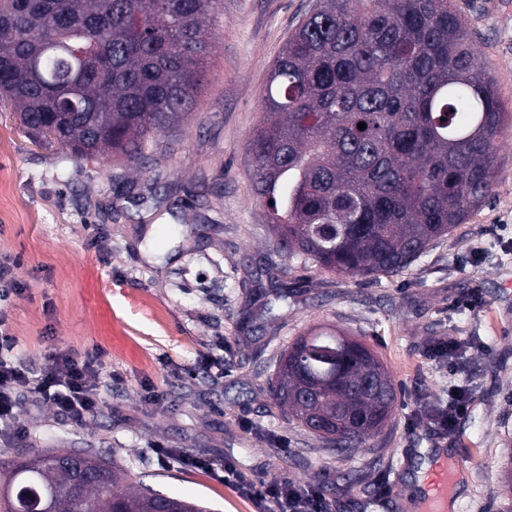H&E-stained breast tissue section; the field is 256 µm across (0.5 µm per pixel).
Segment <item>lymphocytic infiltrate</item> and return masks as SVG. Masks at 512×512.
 I'll return each mask as SVG.
<instances>
[{"label": "lymphocytic infiltrate", "instance_id": "obj_1", "mask_svg": "<svg viewBox=\"0 0 512 512\" xmlns=\"http://www.w3.org/2000/svg\"><path fill=\"white\" fill-rule=\"evenodd\" d=\"M103 356L98 349L75 353L55 348L44 366L33 370L18 356L8 316L0 310V440L12 443L26 437L27 430L17 419L19 401L25 394L77 423L97 414L102 405ZM159 454L233 484L240 494L257 502L260 512H329L320 486H300L276 478L255 482L230 461L218 462L170 448L160 449Z\"/></svg>", "mask_w": 512, "mask_h": 512}]
</instances>
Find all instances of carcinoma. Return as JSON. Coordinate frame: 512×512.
<instances>
[{"label":"carcinoma","mask_w":512,"mask_h":512,"mask_svg":"<svg viewBox=\"0 0 512 512\" xmlns=\"http://www.w3.org/2000/svg\"><path fill=\"white\" fill-rule=\"evenodd\" d=\"M214 2L0 0V101L30 137L142 169L149 146L198 105ZM262 106L249 152L257 193L273 202L272 254L361 280L398 274L490 200L512 120L450 0H315L288 34ZM316 346L337 352L335 363L277 371L279 407L298 418L293 393L309 374L326 410L394 411L395 384L387 405L358 389L368 361L382 365L373 351L347 349L333 328ZM71 453L41 451L37 469L19 462L1 473L11 496L0 512H18L22 490L53 498L54 512H203L90 452L79 462L107 484L75 486L58 465Z\"/></svg>","instance_id":"carcinoma-1"}]
</instances>
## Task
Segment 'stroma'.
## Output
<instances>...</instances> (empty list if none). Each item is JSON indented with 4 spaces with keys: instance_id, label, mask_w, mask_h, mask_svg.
Here are the masks:
<instances>
[{
    "instance_id": "1",
    "label": "stroma",
    "mask_w": 512,
    "mask_h": 512,
    "mask_svg": "<svg viewBox=\"0 0 512 512\" xmlns=\"http://www.w3.org/2000/svg\"><path fill=\"white\" fill-rule=\"evenodd\" d=\"M313 2L218 0L194 118L148 169L35 146L0 109V256L19 261L8 309L17 353L36 369L49 348H98L105 382L100 413L80 425L21 398L28 437L0 445V468L49 448L88 449L166 496L258 512L209 472L159 458L163 446L231 460L256 482L321 486L331 512H431L416 483L431 449L444 448L456 470L438 500L446 512H502L512 461V131L499 140L491 200L403 272L355 281L272 264L248 144L273 63ZM453 3L512 112V0ZM319 325L371 348L399 391L387 427L348 456L271 399L281 351ZM441 339L457 352L433 357ZM207 355L223 374L205 373ZM458 388L467 410L447 432L433 412Z\"/></svg>"
}]
</instances>
